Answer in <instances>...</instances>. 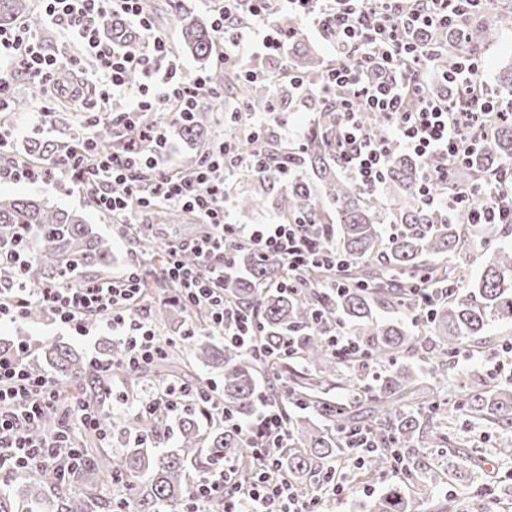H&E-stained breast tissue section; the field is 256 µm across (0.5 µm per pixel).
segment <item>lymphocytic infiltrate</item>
<instances>
[{
  "instance_id": "obj_1",
  "label": "lymphocytic infiltrate",
  "mask_w": 512,
  "mask_h": 512,
  "mask_svg": "<svg viewBox=\"0 0 512 512\" xmlns=\"http://www.w3.org/2000/svg\"><path fill=\"white\" fill-rule=\"evenodd\" d=\"M476 0H223L213 25L224 38L223 60L248 82L262 74L254 57L280 53L286 35L272 24L273 14H295L327 40L335 56L323 75L319 92L337 94L336 155L341 168L362 188L376 191L393 153L402 152L420 160L442 157L465 165L474 149L494 126L512 115V101L495 96L477 76L483 66L478 57H466L455 68L443 72L440 83L455 86V97L435 94L420 78L439 58L437 32L457 28ZM51 24L77 34L94 56L97 74L113 95H128L120 124L134 133L123 150L98 155L90 140L72 145L58 162L59 171H75L82 185L91 188L104 212L122 223H130L136 211L163 202L192 212L203 231L187 242V249L200 260L198 267L178 259L180 248L171 246L165 275L180 286L179 299L189 307H205L210 319L207 330L248 349L252 346L255 320L224 298V275L231 271L229 250L242 244L258 254L283 257L290 270L306 272L330 266L338 269L342 259L316 251L303 224L233 223L224 209V174L234 168L266 172L270 156L265 151L244 156L234 138L206 152L199 168L190 174L172 176L156 171L157 161L148 155L151 147L162 146L160 133L140 129L145 112L162 111L176 104L181 117H189L198 93L207 91L208 79L199 76L184 81L176 65H169L153 85H140L129 92V71L148 73L152 59H167L170 50L144 7V0H44ZM124 18L138 32L135 43H107L100 31L108 19ZM20 71L30 78L56 85L67 80L58 55L44 50L39 38L28 31L0 28V105L10 91L2 72ZM377 115L384 127L381 137H372L360 115ZM155 170L150 190L136 181L141 168ZM123 193H115V186ZM477 186L458 185L442 194H426L429 206L446 212L451 223L500 224L512 220V181H499L490 189L483 207L472 206ZM140 269L128 271L120 280L91 281L81 288L48 285L37 292L23 288L0 289V316L19 320L31 301H38L50 319L63 327L87 335V319L104 323L120 336L127 348L129 366L137 368L159 356L162 343L146 317L126 318L124 305L140 291ZM24 351L0 355V469L17 471L49 469L59 462L78 467L82 457L65 439H36L31 431L45 412L57 409L60 392L48 375L28 371ZM267 433L266 447L255 449L260 471L250 486L233 482L237 459L228 455L217 473L194 482L185 512H207L214 497L224 500V512H323L325 497H338L346 488L345 473L359 465L360 451L371 438L363 434L350 444L349 458L328 466V480L318 494L307 495L285 481H273L280 465L276 453L286 435L277 409L262 411Z\"/></svg>"
}]
</instances>
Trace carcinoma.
Masks as SVG:
<instances>
[{
  "label": "carcinoma",
  "instance_id": "obj_1",
  "mask_svg": "<svg viewBox=\"0 0 512 512\" xmlns=\"http://www.w3.org/2000/svg\"><path fill=\"white\" fill-rule=\"evenodd\" d=\"M169 13L182 21L181 51L202 63L212 55L216 32L212 25L183 15L182 0H167ZM23 19L31 28L41 25L29 0H0V27ZM277 26L292 44L291 68L315 86L323 67L301 42L299 20L282 14ZM500 17L486 5L474 7V19L463 42L448 39V51L439 68L448 70L465 55H477L500 34ZM109 39L124 43L136 33L116 19L106 27ZM214 83L256 108L266 109L278 98L291 95L284 82L275 93L268 86L241 83L226 68ZM215 98L197 97L194 112L179 120L176 132L188 141H206L217 132ZM336 123V101L317 107L314 127L301 151L290 154L269 145L276 161L288 160L295 176L275 198V210L290 222L309 225L321 250L345 259L340 272L303 274L293 290L277 284L294 278L280 257L258 255L239 246L234 266L224 276V294L239 308L258 317L257 340L264 350L279 351L293 340L292 355L268 364L221 336H182L163 344V354L138 369L126 363L124 345H107L95 357L76 353L60 344L41 343L32 351L30 366L48 373L68 390L67 397L89 405L104 430L78 429L69 434L80 450L83 464L65 473L38 470L22 484L0 486V512H182L197 476L218 469L224 456H238L237 480L252 481V449L263 448L266 437L256 419L262 375L269 376L266 395L277 404L289 437L280 449L282 468L277 479L307 490L324 476V466L347 454L340 432L374 431L379 448L363 455L354 476H372L395 461L410 460L423 441L445 437L444 402L438 389L429 387L416 365L426 362L444 378L453 369L457 352L485 335L495 321L512 323V245L498 248L482 265L475 283L466 291L454 258L472 253L489 237H508L507 224H450L439 210L424 203L419 193L427 163L398 153L391 157L383 185L398 204L389 236L367 191L343 176L336 161L331 131ZM89 139L99 151L121 145L120 131L109 121L88 125ZM66 146L50 139L27 142L25 156L54 164ZM512 161V123L495 127L479 144L466 167L473 183H493L503 165ZM132 260L154 266L162 259L161 246L146 236L131 238ZM20 252L24 269L0 265V288H41L47 284L83 285L112 270L108 242L76 210L51 206L37 194L0 196V248ZM418 288H434L439 296L424 329L412 332L406 317ZM153 320L183 329L189 322H205L208 311L189 308L175 300L151 311ZM344 324L367 360L385 367L373 384L345 361L323 335L324 321ZM202 365L222 376L224 405L242 426L237 431L215 417L210 403L199 398L209 391L206 381L186 379L181 363ZM192 388L182 406L173 410L140 412L147 389ZM337 389L349 404H370L372 419L363 422L324 397ZM418 401L413 410L409 402ZM459 422L470 420L496 429L491 451L512 456V389L485 381L465 393L456 404ZM61 413H47L37 435H56ZM121 444L119 451L109 444ZM370 512H420L412 499L399 492L375 498Z\"/></svg>",
  "mask_w": 512,
  "mask_h": 512
}]
</instances>
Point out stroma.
I'll list each match as a JSON object with an SVG mask.
<instances>
[{
  "label": "stroma",
  "instance_id": "stroma-1",
  "mask_svg": "<svg viewBox=\"0 0 512 512\" xmlns=\"http://www.w3.org/2000/svg\"><path fill=\"white\" fill-rule=\"evenodd\" d=\"M490 3L501 16V30L498 39L481 52L484 66L479 78L494 89L498 86L504 66L512 62V0H490ZM37 35L48 52L76 60L71 78L73 83L78 84L82 99L92 100L102 114L119 115L123 101L105 97L104 86L96 76L94 59L85 51L78 35L62 33L48 23L43 24ZM10 93L29 96L30 106L22 112L9 108L0 111L1 168L5 167L7 157L22 148L27 139L40 137L71 143L85 134L83 108L76 106L69 95L58 91L55 85H41L20 75L15 77ZM254 187L253 179L240 172L227 179L225 205L234 223L266 224L275 218V211L268 206L248 212L236 209L235 198L252 192ZM33 192L44 196L53 205L82 210L87 223L92 224L112 248L113 274L122 273L128 242L111 216L90 201L76 175L59 173L37 186L0 179L1 196ZM88 330V335L81 336L44 319L27 324L21 331L30 341L66 344L78 352L90 354L97 351L100 344L114 340L111 330L98 322H90ZM511 333V324H494L486 336L476 340V355L457 356L448 381L441 388L442 398L452 404L459 401L462 394L479 380H496L497 375L487 353L497 347L503 335ZM456 437L457 444L450 447L430 442L418 446L408 477L397 478L386 470L366 483H350L348 490L331 504V512H370L373 499L391 490L418 502L422 512H431L435 502L453 490L474 495L487 489L496 506L505 510L512 507V486L504 482L506 474L512 472V463L502 462L490 452L492 431L480 435L469 429L460 430Z\"/></svg>",
  "mask_w": 512,
  "mask_h": 512
}]
</instances>
